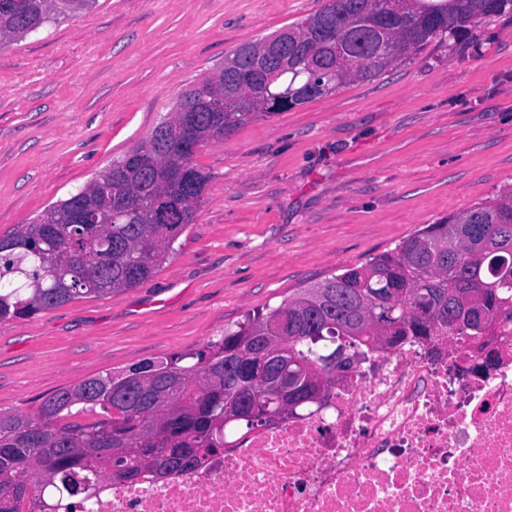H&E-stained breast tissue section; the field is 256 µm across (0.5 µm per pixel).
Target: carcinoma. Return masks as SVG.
Here are the masks:
<instances>
[{
  "label": "carcinoma",
  "mask_w": 512,
  "mask_h": 512,
  "mask_svg": "<svg viewBox=\"0 0 512 512\" xmlns=\"http://www.w3.org/2000/svg\"><path fill=\"white\" fill-rule=\"evenodd\" d=\"M95 4L0 0V46ZM508 8L512 0H327L287 26L298 44L288 67L256 71L245 63L231 76L219 66L162 118L163 152L150 154L149 139L89 181L81 195L87 220L75 218L69 196L0 239V320L138 286L195 219L206 185L192 161L196 149L254 118L321 97L315 85L329 78L340 88L385 74L433 39L473 38L479 20ZM187 142L195 149H184ZM161 201L180 222H157ZM285 312V338L262 344L269 321ZM500 317H512V187L301 289L205 351L88 378L44 398L33 415L0 410V512H17V503L37 492L79 498L91 489L90 476H110L116 466L125 470L124 481L144 470L163 480L202 465L178 463L184 450L205 459L223 454L228 432H251L243 422L224 425L226 405L248 397L260 410L279 407L261 378L243 385L224 380L233 359L260 350L267 366L288 360L321 381L326 395L333 378L327 360L339 350L356 357L387 349L381 326H397L395 335L406 339L476 337ZM97 410L104 418L76 420ZM48 452L56 460L45 468L39 460Z\"/></svg>",
  "instance_id": "carcinoma-1"
}]
</instances>
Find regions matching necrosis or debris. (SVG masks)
Wrapping results in <instances>:
<instances>
[{
    "label": "necrosis or debris",
    "instance_id": "4bbe7bcc",
    "mask_svg": "<svg viewBox=\"0 0 512 512\" xmlns=\"http://www.w3.org/2000/svg\"><path fill=\"white\" fill-rule=\"evenodd\" d=\"M61 512H512V319L369 352L321 407L162 482L100 477Z\"/></svg>",
    "mask_w": 512,
    "mask_h": 512
}]
</instances>
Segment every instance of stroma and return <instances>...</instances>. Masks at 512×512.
I'll list each match as a JSON object with an SVG mask.
<instances>
[{
    "mask_svg": "<svg viewBox=\"0 0 512 512\" xmlns=\"http://www.w3.org/2000/svg\"><path fill=\"white\" fill-rule=\"evenodd\" d=\"M323 0H98L0 48V237L145 141L241 44ZM202 146L196 218L139 286L0 320V410L198 352L512 185V10Z\"/></svg>",
    "mask_w": 512,
    "mask_h": 512,
    "instance_id": "1",
    "label": "stroma"
}]
</instances>
